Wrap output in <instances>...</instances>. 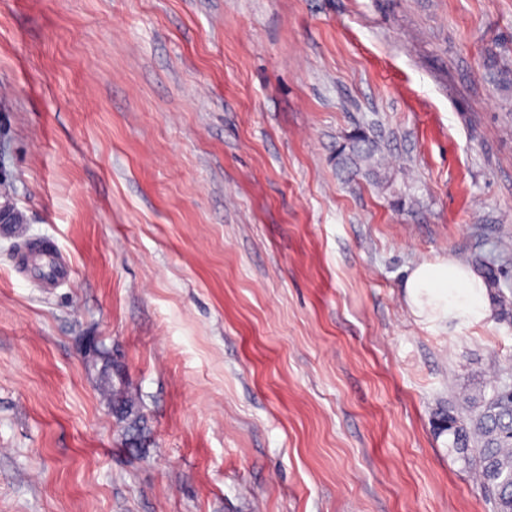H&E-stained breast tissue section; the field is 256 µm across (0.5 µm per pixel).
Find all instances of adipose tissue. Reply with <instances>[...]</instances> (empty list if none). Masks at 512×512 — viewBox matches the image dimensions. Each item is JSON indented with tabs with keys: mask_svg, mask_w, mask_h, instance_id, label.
<instances>
[{
	"mask_svg": "<svg viewBox=\"0 0 512 512\" xmlns=\"http://www.w3.org/2000/svg\"><path fill=\"white\" fill-rule=\"evenodd\" d=\"M406 289L414 313L433 324L461 319L477 324L487 317L482 280L456 261L418 264L406 280Z\"/></svg>",
	"mask_w": 512,
	"mask_h": 512,
	"instance_id": "1",
	"label": "adipose tissue"
}]
</instances>
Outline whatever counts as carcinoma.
Returning <instances> with one entry per match:
<instances>
[{"mask_svg":"<svg viewBox=\"0 0 512 512\" xmlns=\"http://www.w3.org/2000/svg\"><path fill=\"white\" fill-rule=\"evenodd\" d=\"M344 158L372 163L369 139L358 134L346 146ZM112 413L126 423L127 445L138 447L143 431L140 398L127 387L102 386ZM451 447L463 455L467 466H475L481 488L493 499L496 512H512V384L504 380L492 388L490 397L470 398L468 413L448 415Z\"/></svg>","mask_w":512,"mask_h":512,"instance_id":"cac0c4a2","label":"carcinoma"}]
</instances>
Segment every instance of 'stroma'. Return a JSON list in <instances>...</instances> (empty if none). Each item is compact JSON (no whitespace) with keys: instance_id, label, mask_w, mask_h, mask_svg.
I'll return each instance as SVG.
<instances>
[{"instance_id":"35a3bbf8","label":"stroma","mask_w":512,"mask_h":512,"mask_svg":"<svg viewBox=\"0 0 512 512\" xmlns=\"http://www.w3.org/2000/svg\"><path fill=\"white\" fill-rule=\"evenodd\" d=\"M0 179V512H495L445 426L512 374V0H0ZM447 258L481 323L413 314ZM346 149H348V151L345 153ZM343 152L344 159L355 162L361 161L369 164L372 163L375 156V150L371 149L368 137L363 134H358L352 137L349 145L344 147ZM51 261L48 260L42 267L44 278L40 282L45 288H56L62 283L72 279L74 271L70 262L57 252L55 247H51ZM101 390L109 406H112L113 415L121 422L126 423L127 445L130 448H137L144 423L140 412V398L130 392L125 385L122 387L112 385L111 390V388L103 384Z\"/></svg>"}]
</instances>
